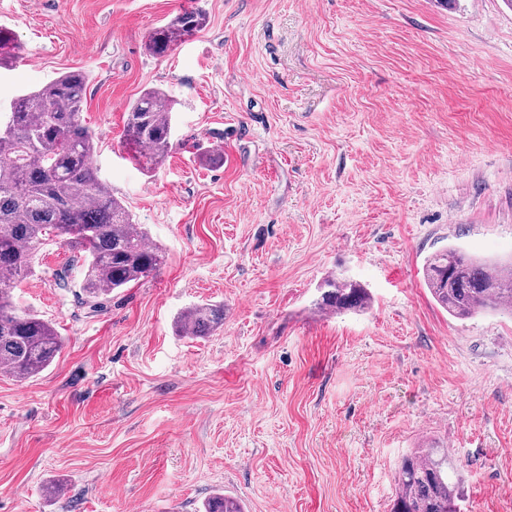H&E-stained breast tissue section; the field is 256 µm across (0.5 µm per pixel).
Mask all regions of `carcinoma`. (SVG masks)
Wrapping results in <instances>:
<instances>
[{"instance_id": "obj_1", "label": "carcinoma", "mask_w": 512, "mask_h": 512, "mask_svg": "<svg viewBox=\"0 0 512 512\" xmlns=\"http://www.w3.org/2000/svg\"><path fill=\"white\" fill-rule=\"evenodd\" d=\"M207 16L186 11L156 28L147 49L164 55L202 30ZM13 32L0 26V66L19 56ZM87 76L66 72L41 88L14 97L0 111V371L27 380L46 369L62 346L54 324L20 310L12 290L33 276L50 242L84 261L81 291L91 306L117 288L154 274L160 252L134 223L122 199L97 174L96 141L81 119ZM173 104L158 89H147L129 107L125 137L133 159L161 163L171 149ZM424 281L434 299L457 318L481 312H512V261L490 263L449 248L433 254ZM367 289L346 278L324 281L315 303L321 311L363 312ZM224 324V306L197 304L184 312L179 328L207 336ZM453 464L443 448H418L399 465L391 512H462ZM204 512H244L223 494L209 498Z\"/></svg>"}]
</instances>
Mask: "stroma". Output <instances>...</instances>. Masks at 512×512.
Here are the masks:
<instances>
[{
    "instance_id": "35a3bbf8",
    "label": "stroma",
    "mask_w": 512,
    "mask_h": 512,
    "mask_svg": "<svg viewBox=\"0 0 512 512\" xmlns=\"http://www.w3.org/2000/svg\"><path fill=\"white\" fill-rule=\"evenodd\" d=\"M197 8L203 30L147 51ZM0 25L21 45L0 103L85 71L98 175L162 254L98 308L57 244L14 289L64 345L0 373V512H391L432 443L464 512H512V315L452 317L423 278L445 247L512 259L505 0H0ZM148 88L175 103L152 169L123 143ZM333 275L370 308L319 313ZM200 303L223 326L178 332ZM206 25L207 16L204 12H183L150 34L147 49L153 55H165L174 50L186 37L202 30Z\"/></svg>"
}]
</instances>
